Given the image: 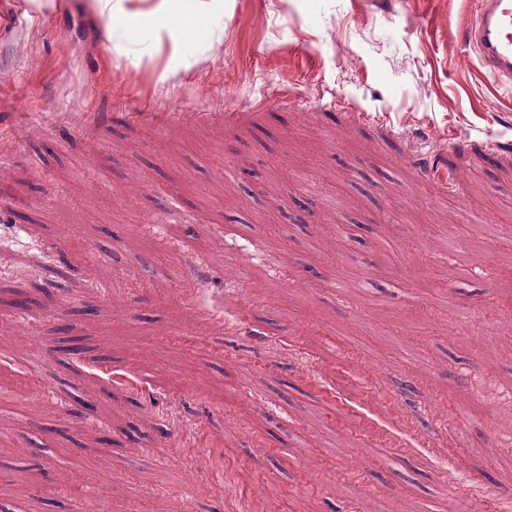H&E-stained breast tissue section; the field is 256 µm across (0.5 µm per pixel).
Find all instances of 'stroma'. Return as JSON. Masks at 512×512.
Wrapping results in <instances>:
<instances>
[{"mask_svg": "<svg viewBox=\"0 0 512 512\" xmlns=\"http://www.w3.org/2000/svg\"><path fill=\"white\" fill-rule=\"evenodd\" d=\"M53 2L0 0V504L512 512V240L476 229L512 86L455 52L470 0Z\"/></svg>", "mask_w": 512, "mask_h": 512, "instance_id": "obj_1", "label": "stroma"}]
</instances>
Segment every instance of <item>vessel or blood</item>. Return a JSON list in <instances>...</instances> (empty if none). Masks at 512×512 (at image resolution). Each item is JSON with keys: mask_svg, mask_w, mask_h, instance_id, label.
<instances>
[{"mask_svg": "<svg viewBox=\"0 0 512 512\" xmlns=\"http://www.w3.org/2000/svg\"><path fill=\"white\" fill-rule=\"evenodd\" d=\"M475 20L460 43L499 81L512 82V0H473Z\"/></svg>", "mask_w": 512, "mask_h": 512, "instance_id": "vessel-or-blood-1", "label": "vessel or blood"}]
</instances>
